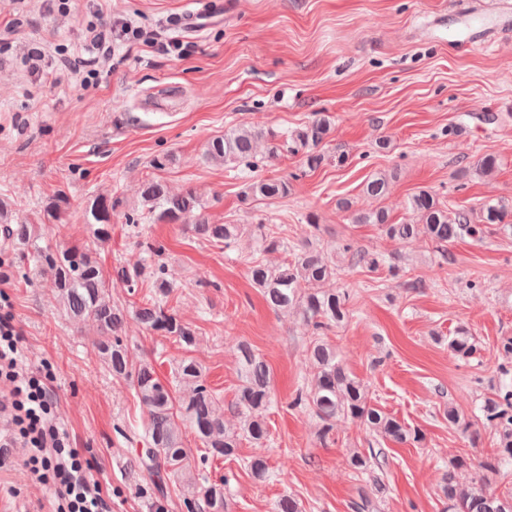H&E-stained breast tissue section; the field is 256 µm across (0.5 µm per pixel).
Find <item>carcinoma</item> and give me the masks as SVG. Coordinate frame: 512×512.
<instances>
[{
	"mask_svg": "<svg viewBox=\"0 0 512 512\" xmlns=\"http://www.w3.org/2000/svg\"><path fill=\"white\" fill-rule=\"evenodd\" d=\"M331 128L332 122L326 115L282 134L239 126L227 130L222 137L208 140L205 157L221 163H242L254 169L288 152L301 153L305 166L312 170L325 159L320 146L330 135ZM260 139L269 141L270 148L268 154L259 158L256 143ZM388 188V178L379 174L365 183L364 191L381 197ZM289 193L290 182L286 179H257L245 187L244 199L276 200L288 197ZM141 199L142 210L127 214V223L138 224L144 219L180 223L198 205L193 192L171 195L165 184L154 179L142 185ZM122 204L119 198L99 197L92 202L89 213L97 224L96 234L100 240L110 239L112 212ZM407 209L416 217L412 223L392 224L383 210L354 213L351 221L377 224L388 237L403 242L423 236L434 245L443 264L451 261L448 244L457 239L466 236L481 239L491 234L512 237L507 207L499 200L484 201L476 209H450L436 194L421 190L408 199ZM475 215L478 216L476 222L473 221ZM4 225L8 244L33 262L38 274L46 278L49 288L57 294L66 314L99 327L95 347L101 361L112 377L128 383L138 400L148 408L147 447L139 456V470L148 488L165 497L168 481L176 478L187 488L188 495L183 499L187 512H225L226 483L198 485L188 463V448L179 422L189 423L204 448L205 459L233 460L238 456L242 440L266 441L269 436L266 412L271 404V391L270 370L264 359L248 344H238L242 383L237 391L235 411L239 425L235 429L227 428L218 394L206 385L201 364L189 355L196 345V332L167 307L173 283L165 267L150 271L152 288L140 301L132 302L129 310L105 299L103 269L83 247L74 244L54 250L39 244L33 224L22 220L12 224L6 220ZM192 229L199 237L226 247L235 243L241 234L239 224H210L202 219L197 220ZM254 236L259 242L260 255L288 250L292 254L275 266L268 265L260 256L252 257L249 275L253 286L259 289L271 309L293 311L312 328L307 356L314 368L313 377L309 385L297 389L291 405L308 408L315 414L322 423L319 437L323 442L331 439L336 421L341 418L362 424L375 437L396 443L419 441L420 433L386 413L373 399L369 386L342 365L336 348L325 341V336L347 322L352 313V296L348 290L322 288L323 283L336 277V256L343 257L350 267L376 272L386 266L385 255L356 249L348 241L336 244L326 253L303 245H290L286 238L275 235L265 224L254 226ZM145 271L142 266L121 267L116 271V281L134 296L143 285ZM130 313L144 331L171 336L187 352L177 361L172 380H161L152 363H135L131 359L123 336ZM448 351L455 358H469L477 351L476 339L467 327H458L448 339ZM501 375L495 396L487 399L482 409L483 424L498 433L499 447L477 462L467 455H456L448 461L441 485L448 501L446 512H512V492L498 495L493 489V484L509 476L503 467L512 460V370L503 366ZM386 460L385 449L371 445L365 451L356 449L349 455L350 469L368 477L367 492L351 503L352 512H373L374 498L386 491V485L377 475ZM464 467L478 471L477 483L468 489L460 487L456 478V472ZM245 468L258 482L270 476L268 460L261 456L248 459Z\"/></svg>",
	"mask_w": 512,
	"mask_h": 512,
	"instance_id": "cac0c4a2",
	"label": "carcinoma"
}]
</instances>
